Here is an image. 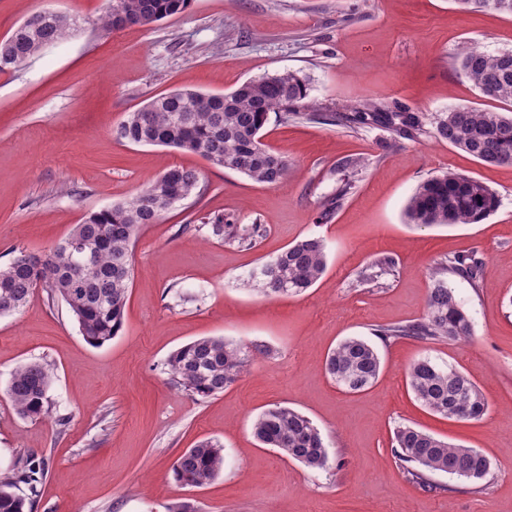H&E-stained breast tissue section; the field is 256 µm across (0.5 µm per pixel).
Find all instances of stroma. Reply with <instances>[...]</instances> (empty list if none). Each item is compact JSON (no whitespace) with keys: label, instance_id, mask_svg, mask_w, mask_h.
<instances>
[{"label":"stroma","instance_id":"35a3bbf8","mask_svg":"<svg viewBox=\"0 0 512 512\" xmlns=\"http://www.w3.org/2000/svg\"><path fill=\"white\" fill-rule=\"evenodd\" d=\"M107 5L0 0V38L37 9L81 22L66 41L0 74V266L19 251L47 252L88 213L129 200L170 167L197 170L205 191L140 229L124 328L110 342H86L67 306L42 288L20 312L0 315V471L27 454L43 460L35 512H168L179 503L193 512H512V165H484L433 136L395 139L310 118L366 103L420 113L429 125L458 105L500 110L459 70L457 53L512 51V15L456 0H190L178 15L105 33L98 19ZM288 71L307 79L310 94L303 118L274 114L266 127L265 143L291 163L276 186L114 134L127 112L173 89L224 94ZM390 138L395 146L384 147ZM448 169L495 191L497 212L480 224H407L416 187ZM345 179L353 193L323 216ZM217 217L264 233L250 249L225 243L207 228ZM306 237L326 244L324 276L296 296L253 291L250 273ZM473 250L486 263L478 285L448 279L472 317V338L378 342L377 383L341 390L325 370L328 352L345 337L420 319L430 268ZM386 256L393 272L359 282ZM206 336L263 351L224 393L198 400L170 382L163 363ZM424 356L478 385L489 403L482 420L451 421L415 400L406 372ZM32 360L53 373L38 421L20 418L6 395L14 369ZM276 404L318 427L325 468L256 441L253 419ZM402 424L480 449L489 474L413 482L392 451ZM204 439L223 445L224 469L205 487L182 486L173 465Z\"/></svg>","mask_w":512,"mask_h":512}]
</instances>
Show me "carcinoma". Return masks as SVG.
Here are the masks:
<instances>
[{"label": "carcinoma", "instance_id": "obj_1", "mask_svg": "<svg viewBox=\"0 0 512 512\" xmlns=\"http://www.w3.org/2000/svg\"><path fill=\"white\" fill-rule=\"evenodd\" d=\"M141 25H150L183 12L189 0H109L99 18L104 32L114 30L112 4ZM464 6L512 13V0H458ZM72 35L71 27L49 9L28 15L0 42V73L17 69L42 51ZM463 73L482 95L503 104V111L456 107L435 121L433 134L486 165L512 164V51L488 54L468 45L458 54ZM308 83L286 72L245 81L233 91L207 94L178 88L149 101V109L126 114L118 124V139L132 144L160 145L198 153L213 165L247 176L267 186L280 184L290 161L255 138L272 112L285 116L304 114L294 108L308 98ZM310 119L333 121V112H310ZM355 126H373L417 138L424 133L422 116L397 109L386 111L363 105L343 117ZM200 175L194 169L171 168L153 178L130 201L90 213L70 235L84 240L90 259L78 263L63 238L42 256L38 266L32 255L19 252L0 267V315L21 311L35 291L34 281L61 299L91 345L100 347L117 336L124 324L125 307L132 283L133 242L139 228L157 223L176 204L200 200ZM499 206L495 192L480 180L445 171L418 185L406 205V217L420 226L478 224ZM212 236L242 247H254L263 232L260 224H234L222 218L209 223ZM327 269V251L319 237H307L288 246L276 258L250 275L255 290L266 295L299 294L312 287ZM484 262L474 251L456 255L431 270L426 313L416 321L381 326L374 335L382 340L412 338L419 341L467 340L473 334L472 319L448 284L454 274L474 284ZM251 364L249 346L222 337H202L174 350L165 360V372L195 398L216 396L232 385ZM325 369L343 390L358 393L376 383L381 358L367 340L350 336L328 354ZM52 384L48 366L24 363L12 373L8 395L16 413L31 421L47 411V392ZM407 384L415 399L446 419L480 420L489 403L478 386L463 372L440 366L429 357L408 368ZM252 431L263 445L310 469H321L329 460L328 448L318 427L302 412L275 405L253 421ZM393 451L412 479L428 484L430 475L450 469L465 471L466 480H481L490 460L478 449L451 444L412 426L394 431ZM224 467L223 446L204 440L186 449L175 461L174 477L182 485H206ZM45 476L42 462L22 458L12 475H0V512H32Z\"/></svg>", "mask_w": 512, "mask_h": 512}]
</instances>
